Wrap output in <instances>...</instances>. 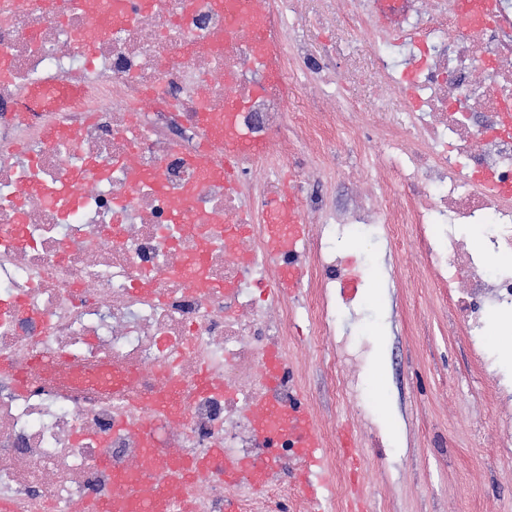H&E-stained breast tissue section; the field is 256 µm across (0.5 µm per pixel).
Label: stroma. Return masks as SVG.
<instances>
[{
	"mask_svg": "<svg viewBox=\"0 0 512 512\" xmlns=\"http://www.w3.org/2000/svg\"><path fill=\"white\" fill-rule=\"evenodd\" d=\"M290 33L345 75L338 97L368 102L381 93L371 44L336 0H307ZM401 232L396 251L380 237L340 241L343 275L359 290L336 302L333 345L319 347L305 317L290 327L295 396L311 408L332 450L323 466L328 497L334 504L361 500L367 512H512V396L496 391L499 379L512 377V353L492 339L502 314L489 311L484 335H466L447 289L426 271L416 225ZM325 360L335 361L354 397H339L321 368ZM387 414L395 416L398 436L386 431Z\"/></svg>",
	"mask_w": 512,
	"mask_h": 512,
	"instance_id": "stroma-1",
	"label": "stroma"
}]
</instances>
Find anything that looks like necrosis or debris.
I'll use <instances>...</instances> for the list:
<instances>
[{"mask_svg":"<svg viewBox=\"0 0 512 512\" xmlns=\"http://www.w3.org/2000/svg\"><path fill=\"white\" fill-rule=\"evenodd\" d=\"M299 0H267L263 36L279 72L264 80L250 32L232 28L211 0H86L58 23L31 0H0V54L10 74L0 102L17 107L0 126V504L7 512H73L78 502L131 494L153 480L142 470L146 438L157 457L295 458L287 433L254 440L241 416L267 400L288 405L293 385L268 392L269 351L288 355V328L305 316L328 342L340 278L336 230L382 229L399 247V225L416 224L457 316L481 335V302L512 308V272L490 264L512 255V0L459 19L456 0H424L404 15L400 38L372 32L374 65L401 112L373 144L389 159L383 207L358 201L328 218L318 186L331 173L314 115L289 112L291 93L339 80L310 43L289 40ZM83 88L57 111L28 106L35 86ZM259 151L242 154L232 181L209 178L201 159L220 145L201 125L224 123ZM63 126L40 149L45 125ZM291 155L306 216L322 228L295 260L307 273L302 308L270 291L281 259L264 253L268 175ZM479 229L473 249L466 229ZM217 382L197 384L200 373ZM183 422L150 410L163 379ZM124 431H114L116 423ZM112 467L100 469V456ZM193 512H224L237 497L256 512L250 484L223 467L189 483Z\"/></svg>","mask_w":512,"mask_h":512,"instance_id":"obj_1","label":"necrosis or debris"}]
</instances>
